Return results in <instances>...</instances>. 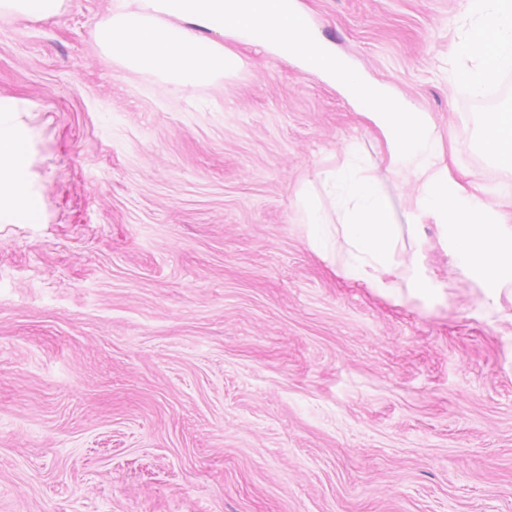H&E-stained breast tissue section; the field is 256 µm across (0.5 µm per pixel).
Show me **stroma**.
Wrapping results in <instances>:
<instances>
[{
    "label": "stroma",
    "instance_id": "obj_1",
    "mask_svg": "<svg viewBox=\"0 0 512 512\" xmlns=\"http://www.w3.org/2000/svg\"><path fill=\"white\" fill-rule=\"evenodd\" d=\"M313 35L424 112L499 198L486 104L448 82L463 0H295ZM111 0L0 15V116L32 215L0 208V512H512V304L419 226L444 290L395 301L309 245L294 205L346 144L398 224L417 190L335 81L224 37L184 88L112 61Z\"/></svg>",
    "mask_w": 512,
    "mask_h": 512
}]
</instances>
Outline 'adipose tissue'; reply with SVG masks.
<instances>
[{"label":"adipose tissue","instance_id":"ef3b65f1","mask_svg":"<svg viewBox=\"0 0 512 512\" xmlns=\"http://www.w3.org/2000/svg\"><path fill=\"white\" fill-rule=\"evenodd\" d=\"M469 21L460 45L462 57L470 60L466 69L452 70L448 80L481 93L493 75L512 69V0H465ZM476 127L480 151L499 168L512 173V104L470 117ZM24 153L11 126L0 119V206L28 209L32 199L23 190Z\"/></svg>","mask_w":512,"mask_h":512}]
</instances>
